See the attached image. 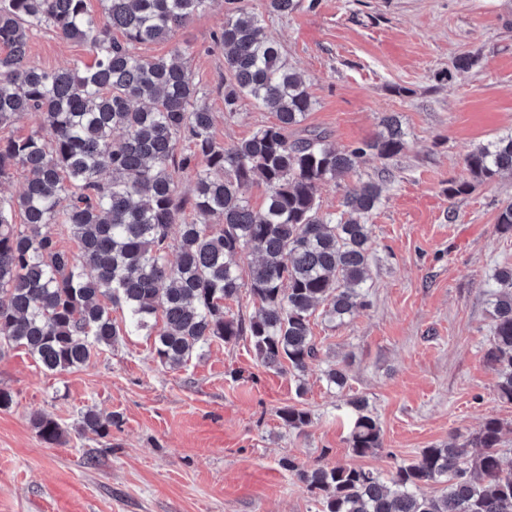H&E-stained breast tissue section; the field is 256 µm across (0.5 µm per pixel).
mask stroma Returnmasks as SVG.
Masks as SVG:
<instances>
[{"mask_svg": "<svg viewBox=\"0 0 512 512\" xmlns=\"http://www.w3.org/2000/svg\"><path fill=\"white\" fill-rule=\"evenodd\" d=\"M224 10L216 0L172 41L139 52L188 48L214 135L232 144L276 116L247 102L224 115V53L213 43ZM266 30L316 101L306 129L339 149L377 136L387 115L405 132L398 155L366 157L355 173L385 184L369 218L370 307L335 329L316 321L320 354L298 375L264 366L245 336L214 342L174 370L154 358L142 331L61 374L43 372L25 349H4L0 388L13 403L0 409V512H318L282 459L387 478L489 418L508 425L503 464L512 467V402L499 397L485 359L492 275L512 264V233L496 224L499 206L512 201V174L448 195L449 180L467 175L465 152L512 132V0H319L270 18ZM462 54L475 57L470 70L454 69ZM29 59L51 70L90 55L42 32ZM334 361L346 364L342 392L322 375ZM349 395L368 399L382 430L381 448L363 457L351 453L341 421ZM288 405L307 410L310 424L283 426L278 411ZM90 407L118 419L109 436L84 429ZM39 415L60 424L62 442L41 439Z\"/></svg>", "mask_w": 512, "mask_h": 512, "instance_id": "stroma-1", "label": "stroma"}]
</instances>
